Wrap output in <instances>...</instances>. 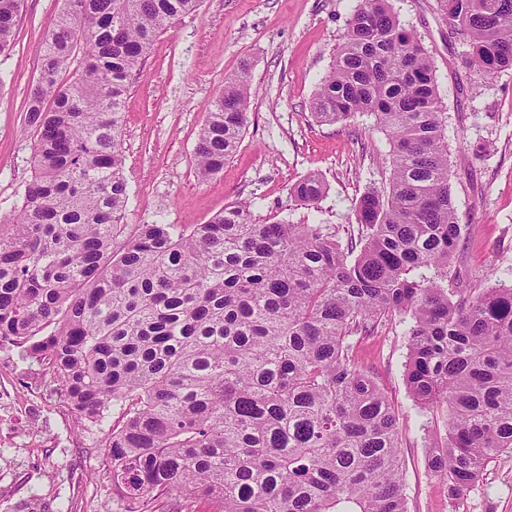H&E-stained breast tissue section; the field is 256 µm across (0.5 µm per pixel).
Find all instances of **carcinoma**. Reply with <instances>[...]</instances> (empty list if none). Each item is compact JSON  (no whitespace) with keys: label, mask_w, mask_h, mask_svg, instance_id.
<instances>
[{"label":"carcinoma","mask_w":512,"mask_h":512,"mask_svg":"<svg viewBox=\"0 0 512 512\" xmlns=\"http://www.w3.org/2000/svg\"><path fill=\"white\" fill-rule=\"evenodd\" d=\"M462 63L512 69V0H439ZM201 0H62L28 120L33 173L0 225V339L45 365L104 442L126 512H408L400 432L351 338L406 323L404 380L446 434L427 466L457 502L512 453V285L474 295L461 256L448 134L432 59L391 0H358L311 101L327 124L374 117L386 186L333 224H259L238 201L203 224H137L120 128L129 79ZM24 0H0V58ZM249 68L211 103L194 150L218 175L247 124ZM314 173L294 197L324 195Z\"/></svg>","instance_id":"obj_1"}]
</instances>
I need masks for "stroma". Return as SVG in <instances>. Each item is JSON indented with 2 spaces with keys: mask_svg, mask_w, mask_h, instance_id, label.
I'll return each instance as SVG.
<instances>
[{
  "mask_svg": "<svg viewBox=\"0 0 512 512\" xmlns=\"http://www.w3.org/2000/svg\"><path fill=\"white\" fill-rule=\"evenodd\" d=\"M429 53L448 125L450 183L467 228L460 266L481 291L512 284V70L461 68L463 45L438 0H392ZM356 0H202L169 24L131 78L121 132L130 200L125 224L205 223L249 202L257 220L357 225L355 206L389 176V144L373 118L327 125L310 102L343 41ZM61 0H26L0 91V224L10 223L31 177L36 129L28 121L39 49ZM251 71L242 141L214 179L198 180L194 148L211 102L241 66ZM327 190L301 205L292 186L308 173ZM405 325L353 341L356 365L386 392L398 417L409 512H512V453L450 504L427 456L445 435L420 414L404 379ZM106 429L75 428L57 383L20 348L0 341V512H125L112 489Z\"/></svg>",
  "mask_w": 512,
  "mask_h": 512,
  "instance_id": "35a3bbf8",
  "label": "stroma"
}]
</instances>
